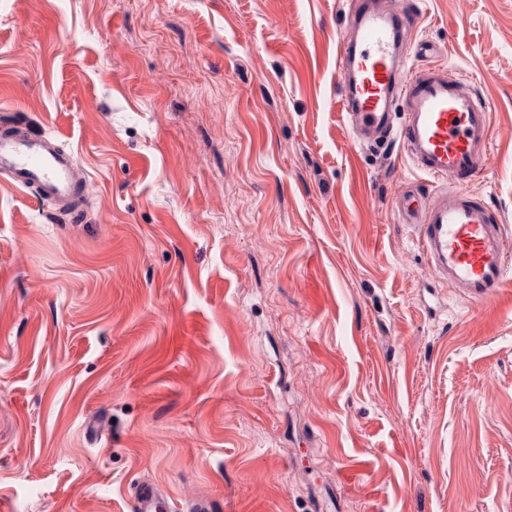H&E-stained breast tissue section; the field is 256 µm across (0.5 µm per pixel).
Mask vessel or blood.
Segmentation results:
<instances>
[{
  "label": "vessel or blood",
  "mask_w": 512,
  "mask_h": 512,
  "mask_svg": "<svg viewBox=\"0 0 512 512\" xmlns=\"http://www.w3.org/2000/svg\"><path fill=\"white\" fill-rule=\"evenodd\" d=\"M414 25L411 12L390 11L384 0H357L336 48L346 75L341 117L361 144L397 142L415 168L448 181V188L428 198L408 193L396 207L416 228L435 276L467 302L481 304L499 292L512 263L501 225L468 188L487 165L491 114L446 67L407 66ZM0 170L16 187L78 215L84 184L75 176L71 155L48 136L0 133ZM131 502L132 512H168L165 495L149 485L135 486Z\"/></svg>",
  "instance_id": "obj_1"
}]
</instances>
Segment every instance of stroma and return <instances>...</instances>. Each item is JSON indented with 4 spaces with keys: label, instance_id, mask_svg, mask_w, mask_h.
Listing matches in <instances>:
<instances>
[{
    "label": "stroma",
    "instance_id": "stroma-1",
    "mask_svg": "<svg viewBox=\"0 0 512 512\" xmlns=\"http://www.w3.org/2000/svg\"><path fill=\"white\" fill-rule=\"evenodd\" d=\"M491 113L512 256V0H386ZM353 0H0V130L55 136L78 220L0 173L12 512H512V265L480 306L339 115ZM131 502L133 512H168L167 498L150 485L135 486Z\"/></svg>",
    "mask_w": 512,
    "mask_h": 512
}]
</instances>
